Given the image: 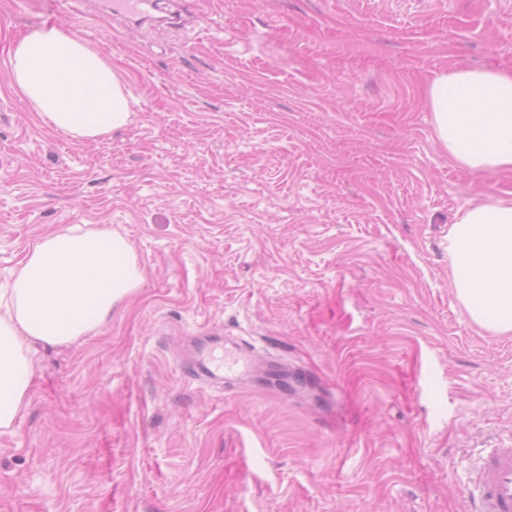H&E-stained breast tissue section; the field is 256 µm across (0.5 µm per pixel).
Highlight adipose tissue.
Wrapping results in <instances>:
<instances>
[{"label": "adipose tissue", "mask_w": 512, "mask_h": 512, "mask_svg": "<svg viewBox=\"0 0 512 512\" xmlns=\"http://www.w3.org/2000/svg\"><path fill=\"white\" fill-rule=\"evenodd\" d=\"M13 84L51 129L84 142L126 127L131 102L115 68L60 28L35 29L11 51ZM435 135L456 166L512 170V73L459 68L429 88ZM458 300L471 319L512 333V195L470 204L448 227ZM142 283L121 234L71 226L39 236L0 284V434L28 407L39 355L75 344Z\"/></svg>", "instance_id": "ef3b65f1"}]
</instances>
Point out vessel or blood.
I'll use <instances>...</instances> for the list:
<instances>
[{
    "instance_id": "obj_1",
    "label": "vessel or blood",
    "mask_w": 512,
    "mask_h": 512,
    "mask_svg": "<svg viewBox=\"0 0 512 512\" xmlns=\"http://www.w3.org/2000/svg\"><path fill=\"white\" fill-rule=\"evenodd\" d=\"M153 0H111L116 14L146 18ZM466 512H512V445L481 454L473 467Z\"/></svg>"
}]
</instances>
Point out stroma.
Here are the masks:
<instances>
[{"instance_id": "35a3bbf8", "label": "stroma", "mask_w": 512, "mask_h": 512, "mask_svg": "<svg viewBox=\"0 0 512 512\" xmlns=\"http://www.w3.org/2000/svg\"><path fill=\"white\" fill-rule=\"evenodd\" d=\"M100 2L0 0V273L79 225L143 277L45 352L0 512H463L512 442V334L459 303L448 226L512 172L451 164L427 91L512 71V0H165L182 27ZM44 26L112 62L129 125L43 123L10 52ZM203 352L251 371L197 375Z\"/></svg>"}]
</instances>
